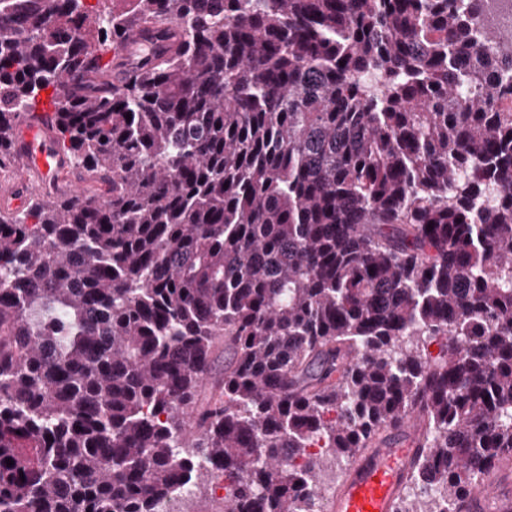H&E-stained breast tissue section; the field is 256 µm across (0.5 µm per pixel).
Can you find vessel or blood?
<instances>
[{
    "label": "vessel or blood",
    "mask_w": 512,
    "mask_h": 512,
    "mask_svg": "<svg viewBox=\"0 0 512 512\" xmlns=\"http://www.w3.org/2000/svg\"><path fill=\"white\" fill-rule=\"evenodd\" d=\"M52 111L43 107L37 117H22L12 140L15 179L9 189L22 198L35 189L77 193L78 182L52 128ZM420 419L411 414L389 429L373 447L356 453L347 476L325 504V512H393L399 493L419 454ZM512 512V459L503 458L478 492L465 497L462 512Z\"/></svg>",
    "instance_id": "b4317fda"
}]
</instances>
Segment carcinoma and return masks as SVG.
Returning a JSON list of instances; mask_svg holds the SVG:
<instances>
[{
	"mask_svg": "<svg viewBox=\"0 0 512 512\" xmlns=\"http://www.w3.org/2000/svg\"><path fill=\"white\" fill-rule=\"evenodd\" d=\"M480 9L0 0V169L45 99L90 182L0 209V512L208 477L310 512L416 410L395 512L477 490L512 452V36ZM136 27L164 49L102 88Z\"/></svg>",
	"mask_w": 512,
	"mask_h": 512,
	"instance_id": "carcinoma-1",
	"label": "carcinoma"
}]
</instances>
